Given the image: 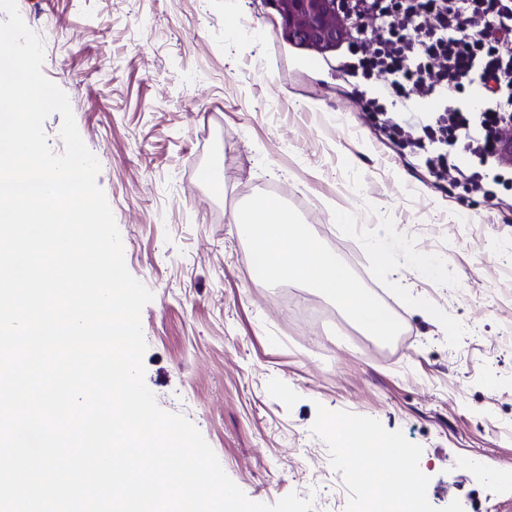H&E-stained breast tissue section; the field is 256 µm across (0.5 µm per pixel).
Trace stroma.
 <instances>
[{
    "mask_svg": "<svg viewBox=\"0 0 512 512\" xmlns=\"http://www.w3.org/2000/svg\"><path fill=\"white\" fill-rule=\"evenodd\" d=\"M101 169L142 311L145 382L251 500L359 512L336 450L407 449L426 512H512V211L438 184L263 0H17ZM274 197L399 323L256 276L234 211ZM349 218L335 222L336 213ZM426 253L437 277L410 260ZM441 312L429 320L428 310ZM337 445L344 448L349 455L348 458H358L361 452H383L387 448V441L384 439L376 427L368 424L354 423L336 435ZM363 444L366 447H355Z\"/></svg>",
    "mask_w": 512,
    "mask_h": 512,
    "instance_id": "1",
    "label": "stroma"
}]
</instances>
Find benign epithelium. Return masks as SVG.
I'll return each mask as SVG.
<instances>
[{"mask_svg": "<svg viewBox=\"0 0 512 512\" xmlns=\"http://www.w3.org/2000/svg\"><path fill=\"white\" fill-rule=\"evenodd\" d=\"M281 17L283 36L317 53H326L348 38L338 3L341 0H263Z\"/></svg>", "mask_w": 512, "mask_h": 512, "instance_id": "obj_1", "label": "benign epithelium"}]
</instances>
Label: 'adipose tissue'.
Segmentation results:
<instances>
[{"mask_svg":"<svg viewBox=\"0 0 512 512\" xmlns=\"http://www.w3.org/2000/svg\"><path fill=\"white\" fill-rule=\"evenodd\" d=\"M235 221L251 234L252 262L264 276L296 280L317 288L371 335L382 337L396 332L397 323L387 310L356 283L318 239L301 233L295 216L279 201H256ZM361 476L373 492H388L400 500L409 498L420 481L414 467L395 475L375 467L362 471Z\"/></svg>","mask_w":512,"mask_h":512,"instance_id":"obj_1","label":"adipose tissue"}]
</instances>
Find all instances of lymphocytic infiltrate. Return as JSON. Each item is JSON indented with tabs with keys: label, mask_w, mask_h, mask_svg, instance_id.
Returning a JSON list of instances; mask_svg holds the SVG:
<instances>
[{
	"label": "lymphocytic infiltrate",
	"mask_w": 512,
	"mask_h": 512,
	"mask_svg": "<svg viewBox=\"0 0 512 512\" xmlns=\"http://www.w3.org/2000/svg\"><path fill=\"white\" fill-rule=\"evenodd\" d=\"M356 28L342 73L356 83L384 78L385 95L368 98L371 122L422 155L437 180L497 200L512 186L499 134L512 115V0H351ZM478 104H468L472 91ZM431 100L421 122L399 108Z\"/></svg>",
	"instance_id": "lymphocytic-infiltrate-1"
}]
</instances>
